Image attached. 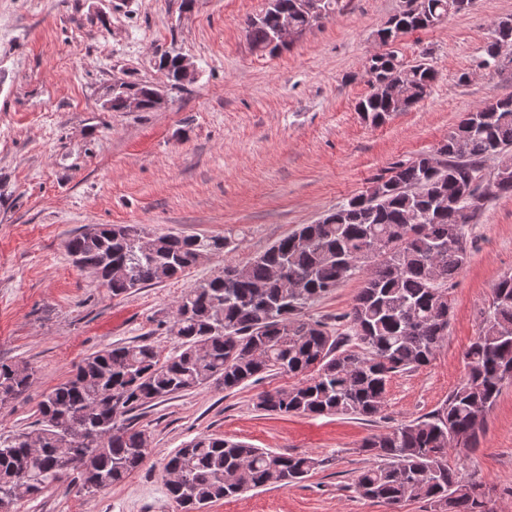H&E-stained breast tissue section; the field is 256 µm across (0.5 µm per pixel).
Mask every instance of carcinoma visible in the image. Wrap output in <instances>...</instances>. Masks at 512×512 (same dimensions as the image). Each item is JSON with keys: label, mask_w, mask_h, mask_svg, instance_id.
<instances>
[{"label": "carcinoma", "mask_w": 512, "mask_h": 512, "mask_svg": "<svg viewBox=\"0 0 512 512\" xmlns=\"http://www.w3.org/2000/svg\"><path fill=\"white\" fill-rule=\"evenodd\" d=\"M473 0H421L403 9L378 33L427 30ZM301 31L314 25L299 0H267L247 23L251 49L273 44L282 14ZM512 63V17L493 24L480 59L483 67ZM158 68L181 86L179 54L163 53ZM397 70L404 98L379 91L378 81ZM370 91L357 111L374 126L421 101L435 70L426 62L369 64ZM144 111L154 86L131 82ZM498 158L492 173L483 163ZM512 195V97L470 112L437 147L388 175L372 179L364 193L302 224L252 261L229 262L224 272L187 289L177 301L170 332L179 351L161 360L148 343H129L92 353L75 372L44 395L37 427L0 437V500L19 486L29 497L76 473L88 494L123 483L150 450L147 430L128 414L153 401L215 385L231 391L270 372L299 378L288 388L262 392L257 407L302 416L353 415L371 419L384 405L389 379L426 367L448 336V285L468 263L467 228L481 202ZM138 224H97L70 238L68 253L81 270L114 296L178 277L203 253L227 251L219 235L153 237L146 251ZM355 275L362 287L347 313L353 347L322 320L304 311ZM465 378L440 408L374 434L362 444L375 462L360 470L354 489L363 498L401 507L425 500L433 512H494L487 483L463 460L448 464V448H478L485 418L512 372V274L492 289V302L477 336L463 355ZM35 372L24 361L0 362V407L25 394ZM324 461L280 453L218 435H199L171 452L163 479L180 512H204L210 504L262 488L286 489L304 481Z\"/></svg>", "instance_id": "obj_1"}]
</instances>
